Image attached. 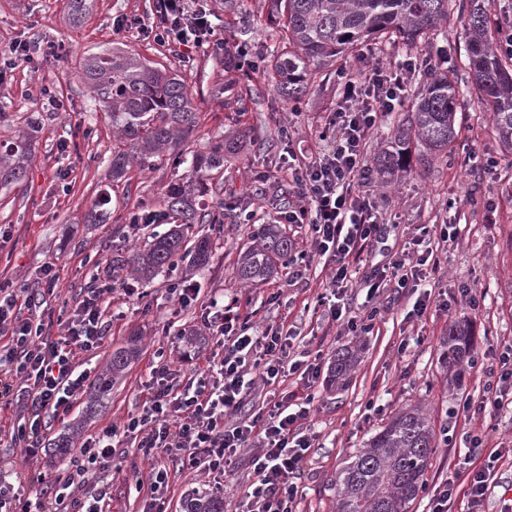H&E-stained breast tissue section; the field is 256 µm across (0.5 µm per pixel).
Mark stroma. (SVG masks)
<instances>
[{
	"instance_id": "1",
	"label": "stroma",
	"mask_w": 512,
	"mask_h": 512,
	"mask_svg": "<svg viewBox=\"0 0 512 512\" xmlns=\"http://www.w3.org/2000/svg\"><path fill=\"white\" fill-rule=\"evenodd\" d=\"M155 9L156 0H86L85 14L75 24L70 20L69 0H0V46L33 36L65 45L58 61L34 60L0 81V144L16 138L30 113L41 119L24 184L0 188V227L5 230L0 238V282H12L17 289L42 287L45 263H56L59 292L46 303L55 336L61 332L60 320L73 315L85 288L107 279L120 282L112 295V320L104 345L80 356L94 374L102 373L113 351L126 347L130 337L141 339L137 356L108 394L97 402L82 396L65 420L53 422L45 447L31 451L0 443V474L25 495L34 477L48 482L66 478L73 465L51 453L50 444L67 434L73 435L75 444H82L138 410L156 349H164L182 374L202 367L211 339L199 328L200 316L215 300L233 304L254 331L280 323L290 327L297 334L292 359H306L318 349L323 352V377L307 421L314 441L299 482V512H333L336 474L344 462L399 410L416 405L423 408L434 433L450 430L453 440L437 446L424 476L425 488L411 512H429L433 489L470 458V435L481 427L489 434L488 447L503 454L482 510L501 512L504 500L512 498V391L484 423L448 414L461 399L482 395L489 370L498 365L500 342L512 340V151L499 143L489 113L478 101L465 103L455 117L456 139L442 159H426L422 145L414 141L404 166L387 173L373 171L370 188L382 224L378 241L353 267L347 292L353 307L366 300L365 280L397 258L405 239L418 228L447 222L460 231L455 243L439 251L437 267L427 270L432 294L424 316L410 315L415 293L398 299L383 294L376 300L380 312L372 333L354 338L314 309L327 286V272L320 264L301 263L302 255L310 251L305 225H287L295 249L271 280L244 288L234 277L239 253L261 225L277 223L288 207L287 181L254 180L255 171L274 170L284 163L281 123L291 122L298 155L314 157L332 147L330 141L320 139L319 131L338 98L335 69L317 73L294 109L262 82L245 81L240 72L224 69V56L234 52L235 32L242 24L251 25L250 43L258 52L274 45V32L260 23L264 0H240L236 15L227 16L224 55L201 48L188 62L137 32L113 35L114 18L150 16ZM118 43L182 74L199 112L195 131L182 145L184 151L202 149L220 134L243 137L242 149L225 156L224 168L212 182L216 198L224 202V224L213 240L206 268L183 260L152 280L136 282L112 266L114 257L148 244L149 227H130L128 214L144 200L159 203L165 187L177 176L170 164L160 162L150 170L131 168L118 185L109 183L112 123L79 72L85 53ZM227 82L243 92L246 111L229 110L215 96V88ZM43 86L56 88L67 103L66 111H50L37 94ZM473 150L495 156L496 170L471 171L467 157ZM104 190L110 193L111 217L98 224L92 206ZM174 278L197 284V301L185 308L171 301L166 288ZM130 282L141 289L142 298L124 293V284ZM464 288L476 289L481 298L478 310L462 302ZM274 292L282 295L285 306L269 302ZM457 321L469 326L480 368L466 363L449 368L440 359L448 329ZM345 347L357 349L358 360L348 383L337 389L326 377L337 351ZM252 455V449L244 448L233 459V472L220 490L224 512H235L254 479ZM149 475V462L125 442L112 456L111 488H104L98 473L91 471L83 476L77 495L89 499L103 494L104 512H140L145 496L134 485H149ZM208 485L203 468L171 466L168 512H182L185 496Z\"/></svg>"
}]
</instances>
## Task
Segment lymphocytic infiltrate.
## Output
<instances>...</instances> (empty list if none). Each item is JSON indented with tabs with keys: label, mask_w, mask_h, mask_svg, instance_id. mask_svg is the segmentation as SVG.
<instances>
[{
	"label": "lymphocytic infiltrate",
	"mask_w": 512,
	"mask_h": 512,
	"mask_svg": "<svg viewBox=\"0 0 512 512\" xmlns=\"http://www.w3.org/2000/svg\"><path fill=\"white\" fill-rule=\"evenodd\" d=\"M133 28L184 59L200 47L216 52L224 49V39L209 14L190 10L187 0H159L154 21L120 16L113 22L117 35ZM35 51L48 62L63 55L64 45L40 40L32 45L15 42L0 49V78L30 63ZM440 60V55L421 52L383 64L369 55L359 57L356 68L337 70L340 98L322 128L323 134L332 138L333 149L288 164L293 199L281 217L285 223L307 226L315 256L323 258L330 270V293L321 303L327 317L351 336L368 334L374 319L373 314L362 317L334 301L349 281L351 264L368 252L380 229L369 189L372 173L366 146L374 129L404 105L410 76ZM457 237L453 224L423 229L413 240L423 248L414 264L396 259L375 270L368 282V298H377L389 288L402 294L419 287L422 268L433 257L435 247ZM58 282L59 275L49 264L44 268L41 290L21 296L0 283V413L20 408L21 420L12 425L10 439L26 448L39 447L50 422L64 420L71 413L91 377L77 356L99 348L106 340L108 322L102 302L112 291L108 283L85 289L61 336L50 335L42 306L45 296L57 290ZM201 324L215 340L205 366L188 376L165 361L153 366L139 410L129 414L122 425H108L82 443L79 457L83 467L105 469L114 439L120 435L133 439L151 465L152 498L147 512H167L163 490L169 462L204 468L218 485L237 450L248 447L257 433L260 449L252 459L254 479L244 494L245 512H295L298 480L311 447L304 425L315 399L313 390L322 361L317 357L289 361L291 330L278 325L262 335H251L247 321L228 305L203 313ZM288 374L301 375L305 396L291 392L274 395L251 420L234 421L255 380L269 386ZM507 388H512V341L502 346L494 386L479 399H465L457 410L466 416L486 415L498 408ZM495 463L491 455L482 465L443 479L431 497L430 512H451L462 481L467 484L469 506H479L494 476Z\"/></svg>",
	"instance_id": "1"
}]
</instances>
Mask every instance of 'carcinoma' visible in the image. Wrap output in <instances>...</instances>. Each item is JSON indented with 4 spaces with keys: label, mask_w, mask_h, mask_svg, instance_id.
Segmentation results:
<instances>
[{
    "label": "carcinoma",
    "mask_w": 512,
    "mask_h": 512,
    "mask_svg": "<svg viewBox=\"0 0 512 512\" xmlns=\"http://www.w3.org/2000/svg\"><path fill=\"white\" fill-rule=\"evenodd\" d=\"M455 2L465 18L473 81L461 90L449 73L436 68L420 71L417 95L410 106L412 118L396 125L391 149L377 156L376 165L381 170L397 165L413 138L430 153L451 145L460 98L472 88L489 105L499 140L512 148V64L503 63L495 49L491 0H266L279 49L261 57L258 67L248 69L245 76L272 78L282 99L297 103L307 93L313 72L335 65L343 56L360 55L368 46L379 44L421 49L428 35L448 22V11ZM81 77L102 111L109 114L112 129L124 145L112 152V181H120L135 162L150 169L155 162L170 158L175 168L186 166L183 177L170 183L163 196V214L172 220V227L152 233L146 249L116 258V265L132 267L145 280L186 257L205 268L213 240L200 225L214 229L224 223V202L206 203L209 180L212 171L224 167V152L235 150L236 143L219 135L189 155L179 151L198 124L186 81L177 72L153 66L124 48L86 56ZM33 131L35 126L28 125L14 146L0 154L1 185L25 180ZM293 250V240L280 225H265L254 244L240 254L236 280L250 287L266 283ZM446 345L444 359L450 366L473 357L472 337L464 325L448 332ZM136 353L133 344L113 352L107 372L92 386V395L99 398L107 393ZM356 360L352 349L337 352L333 382L344 384ZM434 448L435 438L422 411L407 408L399 412L338 472L337 512H410L424 489L423 477ZM182 509L224 512V500L194 494Z\"/></svg>",
    "instance_id": "carcinoma-1"
}]
</instances>
